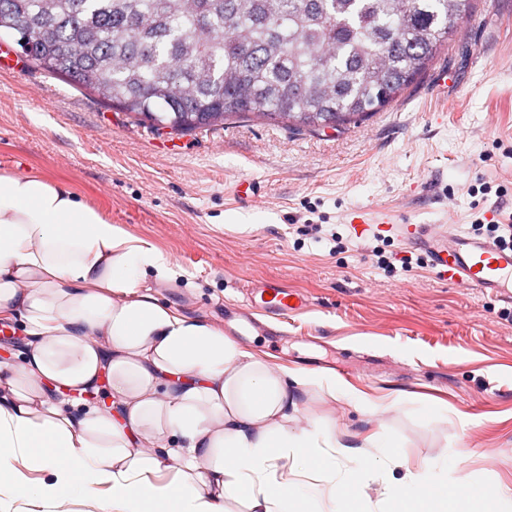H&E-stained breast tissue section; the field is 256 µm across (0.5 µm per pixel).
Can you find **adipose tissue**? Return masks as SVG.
<instances>
[{"instance_id":"ef3b65f1","label":"adipose tissue","mask_w":512,"mask_h":512,"mask_svg":"<svg viewBox=\"0 0 512 512\" xmlns=\"http://www.w3.org/2000/svg\"><path fill=\"white\" fill-rule=\"evenodd\" d=\"M165 256L64 185L0 172V322L21 321L19 361H0V490L56 501L106 487L111 512H347L378 471L402 470L366 512H480L447 466L412 471L378 437L345 444L328 425L291 424L294 386L342 395L335 378L279 372L223 329L177 314L148 275ZM108 378L112 408H72L67 392ZM31 465L48 481L28 483Z\"/></svg>"}]
</instances>
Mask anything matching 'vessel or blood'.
<instances>
[{"mask_svg": "<svg viewBox=\"0 0 512 512\" xmlns=\"http://www.w3.org/2000/svg\"><path fill=\"white\" fill-rule=\"evenodd\" d=\"M431 263L450 282L489 291L499 297H512V249H502L459 231L450 234L444 245H429ZM304 295L265 282L249 289L243 317L258 331H266L261 314L285 318L304 311Z\"/></svg>", "mask_w": 512, "mask_h": 512, "instance_id": "b4317fda", "label": "vessel or blood"}]
</instances>
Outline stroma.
I'll return each mask as SVG.
<instances>
[{"label":"stroma","mask_w":512,"mask_h":512,"mask_svg":"<svg viewBox=\"0 0 512 512\" xmlns=\"http://www.w3.org/2000/svg\"><path fill=\"white\" fill-rule=\"evenodd\" d=\"M0 62V171L67 185L177 276L148 278L160 303L223 328L274 367L331 374L346 392L300 394V425L323 421L351 444L382 432L410 466L454 459L451 475L482 493L512 489V301L448 282L432 266L375 267L374 236L412 256L401 233L471 222L473 191L505 185L485 211L512 213V0H474L462 32L387 106L342 131L259 120L179 135L28 65L14 42ZM453 83L441 92L442 73ZM251 182L256 200L238 187ZM324 234L297 238L293 222ZM341 234V241L330 238ZM302 292L307 310L244 329L248 288ZM377 403V415L363 405ZM103 499L0 500V512H104Z\"/></svg>","instance_id":"35a3bbf8"}]
</instances>
